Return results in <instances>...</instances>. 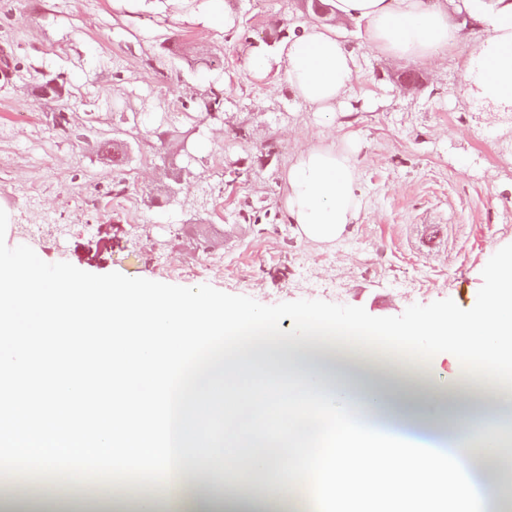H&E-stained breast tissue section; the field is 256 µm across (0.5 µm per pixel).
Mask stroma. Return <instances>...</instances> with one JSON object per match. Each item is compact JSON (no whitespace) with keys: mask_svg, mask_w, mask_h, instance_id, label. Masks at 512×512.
I'll return each mask as SVG.
<instances>
[{"mask_svg":"<svg viewBox=\"0 0 512 512\" xmlns=\"http://www.w3.org/2000/svg\"><path fill=\"white\" fill-rule=\"evenodd\" d=\"M233 23L206 19L208 0H0V214L9 240L37 250L61 284L146 282L210 289L239 306L288 321L311 307L394 325L467 305L498 249L512 244V112L464 91L463 63L479 31L463 13L459 43L431 60L402 61L370 46L365 21L334 28L357 77L333 118L288 89L282 42L266 34L312 24L301 0H230ZM263 52L265 75L248 60ZM61 77L64 100L38 84ZM224 106L203 114L212 85ZM68 106L67 131L51 115ZM358 145L362 207L343 237L307 241L283 208L285 172L306 147L343 138ZM127 146L129 189L93 145ZM188 142L176 161L192 173L170 204L155 201L158 144ZM69 232L53 236L49 225ZM443 230L439 248L418 225ZM28 486L35 512H137L132 473L58 492L41 469Z\"/></svg>","mask_w":512,"mask_h":512,"instance_id":"35a3bbf8","label":"stroma"}]
</instances>
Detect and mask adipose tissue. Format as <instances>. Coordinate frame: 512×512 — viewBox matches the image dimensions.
I'll use <instances>...</instances> for the list:
<instances>
[{
  "mask_svg": "<svg viewBox=\"0 0 512 512\" xmlns=\"http://www.w3.org/2000/svg\"><path fill=\"white\" fill-rule=\"evenodd\" d=\"M337 14L366 23L365 38L407 61L432 58L460 37L443 0H332ZM481 36L465 62L467 91L512 111V0H462ZM356 59L335 31L311 25L292 36L285 78L313 112H334L352 86ZM356 149L350 141L300 151L286 173L284 208L308 240L332 243L360 209ZM284 338L276 314L245 309L207 289L173 292L130 283L74 280L59 286L38 252L0 248V445L13 448L17 472L32 464L59 482L96 461L102 470L151 475L166 512H265L281 487L309 477L318 512H350L345 490L400 464L386 488L390 512H413L417 484L452 477V512H478L472 458L512 469V435L487 431L459 407L453 382L340 378L321 365L317 342L353 336L420 359L429 371L448 355L458 371L512 377V254L491 267L467 306L424 313L404 326L317 309L290 317ZM399 410L402 418L451 426L453 454L397 436L364 432L349 417ZM221 421L231 449L215 451ZM316 453L306 472L267 453L270 437L292 443L308 421ZM208 474L206 493L188 492L186 460Z\"/></svg>",
  "mask_w": 512,
  "mask_h": 512,
  "instance_id": "ef3b65f1",
  "label": "adipose tissue"
}]
</instances>
